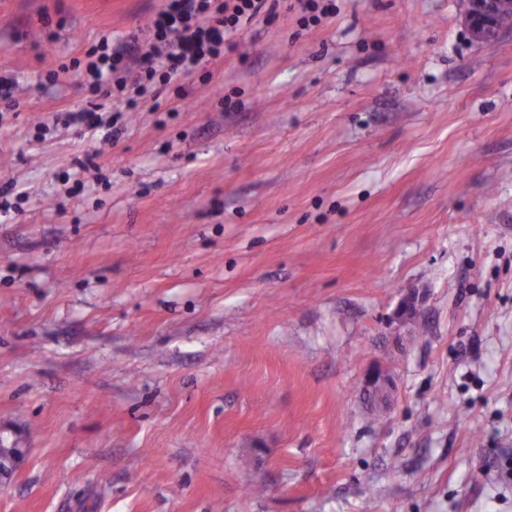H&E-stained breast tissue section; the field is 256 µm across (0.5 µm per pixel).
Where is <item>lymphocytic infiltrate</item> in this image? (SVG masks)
I'll list each match as a JSON object with an SVG mask.
<instances>
[{
	"instance_id": "1",
	"label": "lymphocytic infiltrate",
	"mask_w": 512,
	"mask_h": 512,
	"mask_svg": "<svg viewBox=\"0 0 512 512\" xmlns=\"http://www.w3.org/2000/svg\"><path fill=\"white\" fill-rule=\"evenodd\" d=\"M267 0H164L134 37L138 64L130 66L127 52L108 39L85 53L80 74L93 97L126 94L128 102L154 94L182 77L192 76L206 61L224 56V44L243 26L258 18Z\"/></svg>"
}]
</instances>
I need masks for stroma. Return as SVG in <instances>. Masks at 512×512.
Masks as SVG:
<instances>
[{
  "mask_svg": "<svg viewBox=\"0 0 512 512\" xmlns=\"http://www.w3.org/2000/svg\"><path fill=\"white\" fill-rule=\"evenodd\" d=\"M335 3L103 145L73 63L162 0H0V512H512V30ZM93 112H87L86 110H78L73 111L70 110L68 112H64V123L66 125H75L84 127L86 130L92 132V136H94L99 129L106 130L103 136L100 138L103 142H110L112 138H116L119 132H112V119L108 121H104L102 117H94Z\"/></svg>",
  "mask_w": 512,
  "mask_h": 512,
  "instance_id": "1",
  "label": "stroma"
}]
</instances>
